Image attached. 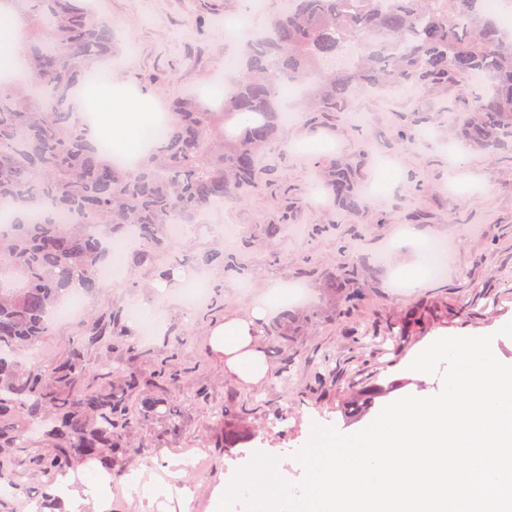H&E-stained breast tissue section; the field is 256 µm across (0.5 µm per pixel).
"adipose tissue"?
<instances>
[{
  "label": "adipose tissue",
  "mask_w": 512,
  "mask_h": 512,
  "mask_svg": "<svg viewBox=\"0 0 512 512\" xmlns=\"http://www.w3.org/2000/svg\"><path fill=\"white\" fill-rule=\"evenodd\" d=\"M266 315L262 307H255L252 319H233L215 326L210 343L214 350L223 353L225 364L243 379L257 382L267 372L264 358L254 343L255 323ZM57 495L63 500L67 512H107L109 496L104 479H67L59 485Z\"/></svg>",
  "instance_id": "ef3b65f1"
}]
</instances>
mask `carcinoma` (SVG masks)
<instances>
[{
  "label": "carcinoma",
  "mask_w": 512,
  "mask_h": 512,
  "mask_svg": "<svg viewBox=\"0 0 512 512\" xmlns=\"http://www.w3.org/2000/svg\"><path fill=\"white\" fill-rule=\"evenodd\" d=\"M251 36L231 65L224 101L215 108L190 92L171 105L159 138L124 166L87 140L90 123L77 89L97 63L119 52L118 39L80 0H0L30 30L18 78L0 82V505L23 492L12 469L34 437L51 453L34 461L41 473L64 475L95 460L124 470L137 421L156 418L177 429L172 399L177 371L163 360L152 374L114 368L86 383L85 347L103 340L96 326L48 366L18 356L50 335L54 310L81 275L99 286V270L127 231L135 233L138 264L163 249L173 255L168 224H192L210 208L249 197L261 179V153L298 105L329 116L358 92L429 87L456 89L464 147L496 152L512 139V33L501 30L483 0H287ZM364 161L321 171L320 189L341 209L364 205ZM360 274L338 285L348 307L364 300ZM408 317L375 331L395 342L425 331ZM298 327L270 330L280 349ZM138 397V407L130 405ZM230 405L210 411L221 430L216 448L245 435Z\"/></svg>",
  "instance_id": "obj_1"
}]
</instances>
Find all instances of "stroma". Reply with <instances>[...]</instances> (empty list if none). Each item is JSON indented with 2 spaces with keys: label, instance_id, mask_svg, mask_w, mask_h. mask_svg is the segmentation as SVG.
I'll return each instance as SVG.
<instances>
[{
  "label": "stroma",
  "instance_id": "obj_1",
  "mask_svg": "<svg viewBox=\"0 0 512 512\" xmlns=\"http://www.w3.org/2000/svg\"><path fill=\"white\" fill-rule=\"evenodd\" d=\"M86 7L117 31L129 49L122 63L99 65V87L115 106L140 111L167 107L190 89L220 101L223 77L240 53L239 44L224 39V26L240 20L244 0H85ZM454 90L430 88L412 97L395 90L356 94L347 110L315 125L306 110L280 130L263 157L262 187L248 202H225L199 224H186L177 240L190 256L218 252L236 256L238 268L221 264L192 265L163 280L159 269L169 255L157 252L144 265L133 262L134 249L121 260L123 279L105 281L83 295V308L72 318L56 321L51 335L38 345L39 359L56 362L73 339L92 322L108 327L121 316L123 335L88 346L89 378L119 365L151 371L168 356L181 375L173 399L183 424L169 430L156 421L139 423L136 443L144 453L129 455L127 470L160 476L163 460L197 454L206 472L189 477L193 491L179 496L181 512H217L237 471L253 454L280 456L278 470L287 481L300 482L303 466L294 451L310 438L313 425L332 426L349 435L366 427L387 404L407 395L427 397L443 387L441 374L410 370L413 359L441 337L494 334V356L512 364V337L500 328L512 321V148L489 155L465 150L456 164L448 148L458 142ZM421 117V140L413 145L399 138L412 117ZM395 166L377 198L362 213L350 215L327 201L317 186V172L333 158L357 162L364 141ZM464 182L459 199L445 187ZM304 198L295 207L296 198ZM286 222L299 232L267 239L266 225ZM421 231V243L406 244V226ZM450 242L452 262L445 275L421 279L411 294L392 292L391 278L417 274L425 244ZM356 267L369 290L360 320L396 319L408 305L448 301V315L434 320L423 334L406 342L369 347L350 334L351 320L341 297L327 295L326 278ZM204 277L209 302L189 309L182 299L185 285ZM301 285L304 302L277 301L262 324L288 316L312 321L313 328L294 337L278 352L263 332L255 336L268 371L256 384L228 369L210 343L218 324L250 318L273 287ZM154 304L157 327L143 340L144 321L129 318L140 302ZM329 360L331 377L325 393L310 390L311 365ZM235 401L249 412L250 441L237 447H215L212 407Z\"/></svg>",
  "mask_w": 512,
  "mask_h": 512
}]
</instances>
